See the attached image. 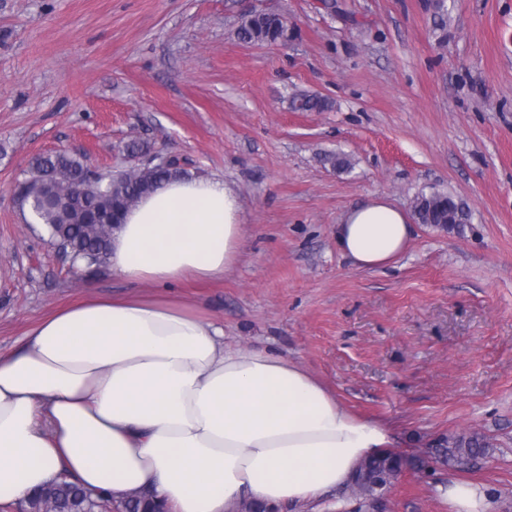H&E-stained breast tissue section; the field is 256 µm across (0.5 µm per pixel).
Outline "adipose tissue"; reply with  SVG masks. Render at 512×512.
<instances>
[{
  "mask_svg": "<svg viewBox=\"0 0 512 512\" xmlns=\"http://www.w3.org/2000/svg\"><path fill=\"white\" fill-rule=\"evenodd\" d=\"M242 203L222 178L162 184L112 231L113 274L147 293L91 298L41 319L0 355V504L71 472L114 497L151 491L168 512L317 501L394 444L298 363L227 342L224 326L171 293L240 259ZM336 246L360 270L409 245L385 199L348 209Z\"/></svg>",
  "mask_w": 512,
  "mask_h": 512,
  "instance_id": "obj_1",
  "label": "adipose tissue"
}]
</instances>
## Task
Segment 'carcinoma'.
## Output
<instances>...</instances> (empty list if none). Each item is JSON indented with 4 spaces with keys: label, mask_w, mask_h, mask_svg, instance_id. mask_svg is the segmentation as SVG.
<instances>
[{
    "label": "carcinoma",
    "mask_w": 512,
    "mask_h": 512,
    "mask_svg": "<svg viewBox=\"0 0 512 512\" xmlns=\"http://www.w3.org/2000/svg\"><path fill=\"white\" fill-rule=\"evenodd\" d=\"M288 27L284 18L255 12L243 18L238 37L246 43L276 41ZM296 111H321L325 99L298 94L292 99ZM126 152L141 158L134 168L119 172L103 170L87 162L84 156L69 150H57L38 156L32 176L19 183L28 204L34 209L33 222L46 227L56 249H65L85 263L102 267L107 264L112 235L104 228V217L112 216L118 224L123 213L156 185L182 174L178 165L159 167L146 161L150 148L133 140ZM415 215L420 224H464V205L446 193L421 194L415 200ZM493 444L478 432L442 437L435 443L434 457L443 465L474 466L490 455ZM402 471L394 454H382L362 462L354 479L363 506L373 507L388 485ZM112 498L105 492H93L63 472L41 492L20 504L21 512H103ZM114 504V503H112ZM118 512H163L152 505L145 492L133 491L114 504Z\"/></svg>",
    "instance_id": "obj_1"
}]
</instances>
